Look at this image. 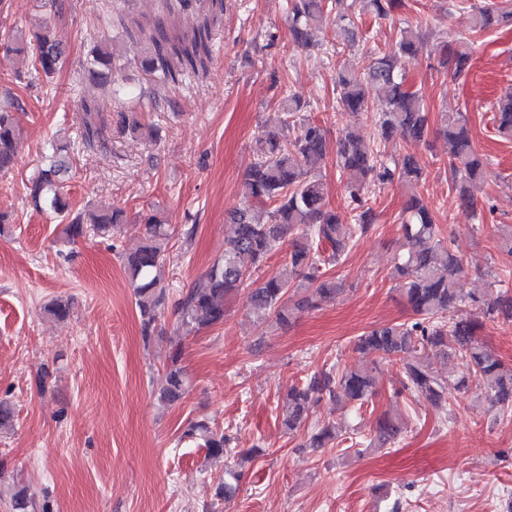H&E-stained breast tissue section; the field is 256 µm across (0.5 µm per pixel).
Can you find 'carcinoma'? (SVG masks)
I'll return each mask as SVG.
<instances>
[{"label": "carcinoma", "instance_id": "cac0c4a2", "mask_svg": "<svg viewBox=\"0 0 512 512\" xmlns=\"http://www.w3.org/2000/svg\"><path fill=\"white\" fill-rule=\"evenodd\" d=\"M159 9L151 23L144 24L127 13H113L112 24L130 39L146 46L141 61L143 71L166 83L176 84L188 73L208 69L212 60L211 34L218 16L224 12V0H156ZM332 0H289L291 32L295 43L304 48L319 46V34L334 26L336 39L354 44L358 37L353 17L332 13ZM375 18H386L402 6L401 0H367ZM472 32L483 33L501 25L512 24V0H484L482 5H469ZM13 49L35 56L37 71L48 77L59 64L63 48L49 27L26 40L13 37ZM416 50L414 35L401 31L393 52L376 57L361 71L343 65L336 69V91L343 108L361 113L367 108L366 87L381 96L383 107L376 121L377 137L366 142L351 131L336 139V171L346 178V203L352 224L339 222L336 211L329 207L322 181L316 175L327 154L325 129L319 123L302 119L298 113L304 103L290 95L281 100L286 119L277 130L258 137L256 160L241 184L244 203L230 215L232 236L224 244V256L200 277L175 302V322L171 340L224 323V301L245 284L282 243L286 235L297 231L288 261L273 277L250 293V315L257 327L285 328L299 313L328 302L340 292L336 282L321 275L324 264L339 263L350 243L374 229L376 214L364 189L369 185L399 183L409 191L401 229L408 250L397 259L394 275L401 293L415 314L410 323L383 324L357 336L353 351L369 360L357 369H321L288 389L283 410L284 425L293 433L306 427L310 405L328 399L338 405L362 406L375 392V370L382 361L400 364L401 390L422 397L434 407L448 406V381L431 370L428 360L445 356L452 348L466 360L467 372L459 377L460 390L475 382L482 390L489 408L500 414L512 413V366H507L484 342L479 340L481 323L465 312L470 304L493 318L512 322V295L472 294L463 299L457 284L464 272V261L456 251L454 239L440 235V227L428 206L422 201L418 187L423 168L414 154L408 152L392 163L384 159L382 146L399 136L417 145L430 133L448 143L450 179L463 204L473 205L472 185L483 180L489 162L473 146L466 113L451 112L441 116L440 124L429 123L426 102L419 91L408 86L398 74L395 57ZM455 79L468 76L471 57L453 53L448 57ZM126 68L123 56L112 45L95 46L84 67V78L103 85L115 83V75ZM496 133L512 139V92L492 104ZM82 145L91 150L108 143L112 120L96 108L85 106L81 118ZM20 132L14 104L0 106V173L12 170L16 163V141ZM65 147L52 149L48 164L28 186L33 206H45L59 214H68L67 184L71 167L61 155ZM121 211L86 209L71 217L64 229L68 240H76L87 232L103 237L120 223ZM145 233L141 245L121 255L134 288L136 305L142 318L146 338L154 332H166L159 323L158 308L166 299L161 283V270L170 240L168 225L156 214L143 217ZM180 352L167 359L165 383L160 401L167 405L180 402L187 393V377L179 366ZM380 446L395 443L402 434V418L386 414L377 421ZM187 437H200L211 457H222L231 437L211 430L201 422H188ZM339 438L334 421L316 425L310 446L321 448L325 442ZM239 474L229 470L217 483L215 499L228 501L236 493L234 481Z\"/></svg>", "mask_w": 512, "mask_h": 512}]
</instances>
